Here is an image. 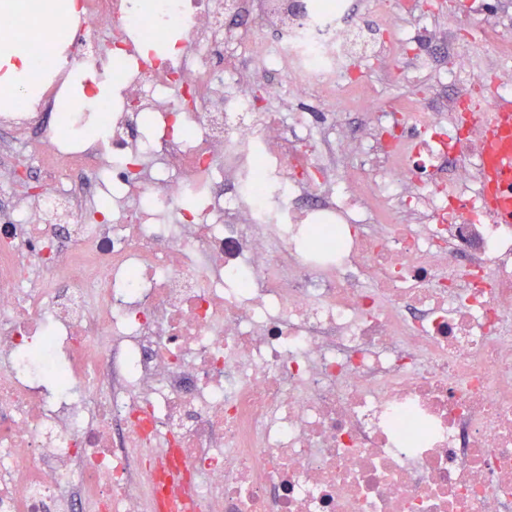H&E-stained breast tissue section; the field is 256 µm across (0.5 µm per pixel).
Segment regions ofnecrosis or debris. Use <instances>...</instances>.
I'll return each mask as SVG.
<instances>
[{"label": "necrosis or debris", "instance_id": "obj_1", "mask_svg": "<svg viewBox=\"0 0 512 512\" xmlns=\"http://www.w3.org/2000/svg\"><path fill=\"white\" fill-rule=\"evenodd\" d=\"M358 9L394 3L168 0V59L119 54L165 29L144 0H80L63 47L39 18L41 109L0 113V512H512V225L479 121L512 42L449 29L464 137L456 103L385 116L345 80L404 41ZM75 62L120 71L83 143L51 110ZM258 77L323 126L256 111Z\"/></svg>", "mask_w": 512, "mask_h": 512}]
</instances>
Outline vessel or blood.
I'll return each instance as SVG.
<instances>
[{"label":"vessel or blood","instance_id":"obj_1","mask_svg":"<svg viewBox=\"0 0 512 512\" xmlns=\"http://www.w3.org/2000/svg\"><path fill=\"white\" fill-rule=\"evenodd\" d=\"M490 132L482 143L486 174L494 188L493 210L499 223L512 224V102L496 100Z\"/></svg>","mask_w":512,"mask_h":512}]
</instances>
